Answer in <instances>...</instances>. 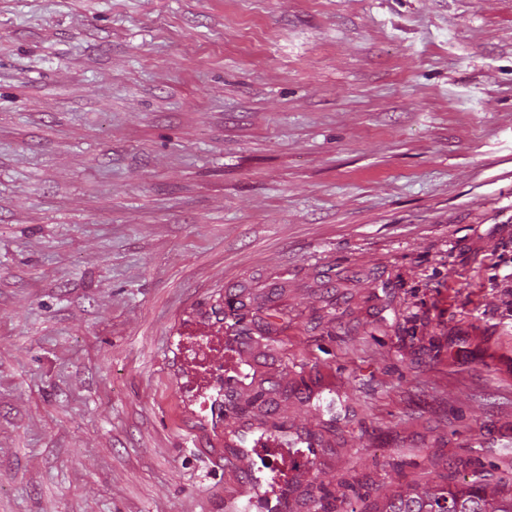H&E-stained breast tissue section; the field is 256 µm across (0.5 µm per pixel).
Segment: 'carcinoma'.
<instances>
[{
	"instance_id": "obj_1",
	"label": "carcinoma",
	"mask_w": 512,
	"mask_h": 512,
	"mask_svg": "<svg viewBox=\"0 0 512 512\" xmlns=\"http://www.w3.org/2000/svg\"><path fill=\"white\" fill-rule=\"evenodd\" d=\"M376 512H512V488L473 478L436 483L421 492L400 489L385 497Z\"/></svg>"
}]
</instances>
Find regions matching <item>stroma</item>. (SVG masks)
<instances>
[{"label": "stroma", "mask_w": 512, "mask_h": 512, "mask_svg": "<svg viewBox=\"0 0 512 512\" xmlns=\"http://www.w3.org/2000/svg\"><path fill=\"white\" fill-rule=\"evenodd\" d=\"M512 0H0V512H302L512 479ZM233 311L234 440L167 368ZM287 447L288 441L284 440L282 434H262L257 448H237L235 465L239 470L251 472L254 459H263L264 466L261 469L266 470V488L262 491L261 482L251 478L242 485L233 499L226 501V511L246 510L239 507L238 500H234L238 497L246 498L248 503L261 501L264 503L265 509L270 512H285L292 509L298 489L295 480L296 473L302 467L312 463V458L293 453ZM239 459L248 460L252 465L242 466Z\"/></svg>", "instance_id": "obj_1"}]
</instances>
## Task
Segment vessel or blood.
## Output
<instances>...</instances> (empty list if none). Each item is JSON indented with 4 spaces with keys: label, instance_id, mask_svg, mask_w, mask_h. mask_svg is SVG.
I'll return each instance as SVG.
<instances>
[{
    "label": "vessel or blood",
    "instance_id": "obj_1",
    "mask_svg": "<svg viewBox=\"0 0 512 512\" xmlns=\"http://www.w3.org/2000/svg\"><path fill=\"white\" fill-rule=\"evenodd\" d=\"M176 391L192 409L191 416L216 436L224 434V397L238 387L242 348L236 336L226 333L219 317L190 312L182 318L168 341ZM241 460L262 459L264 481L248 480L238 499L227 501V512H238L239 498L263 502L267 512H290L296 498V474L309 456L291 452L283 435L261 436L257 447L237 451Z\"/></svg>",
    "mask_w": 512,
    "mask_h": 512
}]
</instances>
